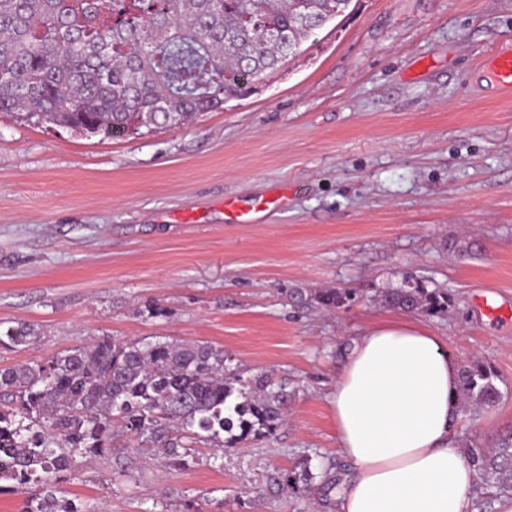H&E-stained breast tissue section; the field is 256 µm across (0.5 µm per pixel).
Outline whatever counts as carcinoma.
<instances>
[{
	"mask_svg": "<svg viewBox=\"0 0 512 512\" xmlns=\"http://www.w3.org/2000/svg\"><path fill=\"white\" fill-rule=\"evenodd\" d=\"M352 0H0V112L103 140L141 129L181 127L250 93ZM427 315L448 311V293L413 275L371 294L295 288L297 307L332 311L361 299ZM41 340L29 324L0 326V349ZM224 349L177 340L102 337L34 365L0 368L1 483L35 487L22 512H97L66 497L63 483L132 436L144 460L183 469L201 443L217 451L274 435L295 389L273 373L246 376ZM495 367L460 366L462 411L503 397ZM468 462L481 483L512 493V433ZM274 481L302 494L320 479L340 489L327 459Z\"/></svg>",
	"mask_w": 512,
	"mask_h": 512,
	"instance_id": "cac0c4a2",
	"label": "carcinoma"
}]
</instances>
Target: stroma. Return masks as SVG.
Masks as SVG:
<instances>
[{"label": "stroma", "instance_id": "stroma-1", "mask_svg": "<svg viewBox=\"0 0 512 512\" xmlns=\"http://www.w3.org/2000/svg\"><path fill=\"white\" fill-rule=\"evenodd\" d=\"M505 44L512 0H352L256 90L187 126L102 141L0 112V321L41 337L0 350V368L167 336L296 390L272 438L127 477L125 436L71 497L106 512H328L317 490L270 475L311 449L336 457L330 394L352 339L389 309H296L287 295L394 287L405 271L452 300L415 320L499 373L501 402L462 415L459 448L512 431V98L482 68ZM282 188L287 205L259 223L226 222L225 198Z\"/></svg>", "mask_w": 512, "mask_h": 512}]
</instances>
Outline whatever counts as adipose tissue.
I'll return each instance as SVG.
<instances>
[{
  "instance_id": "adipose-tissue-1",
  "label": "adipose tissue",
  "mask_w": 512,
  "mask_h": 512,
  "mask_svg": "<svg viewBox=\"0 0 512 512\" xmlns=\"http://www.w3.org/2000/svg\"><path fill=\"white\" fill-rule=\"evenodd\" d=\"M459 365L408 316L353 342L331 393L336 451L354 468L335 512H471L479 474L451 442Z\"/></svg>"
}]
</instances>
